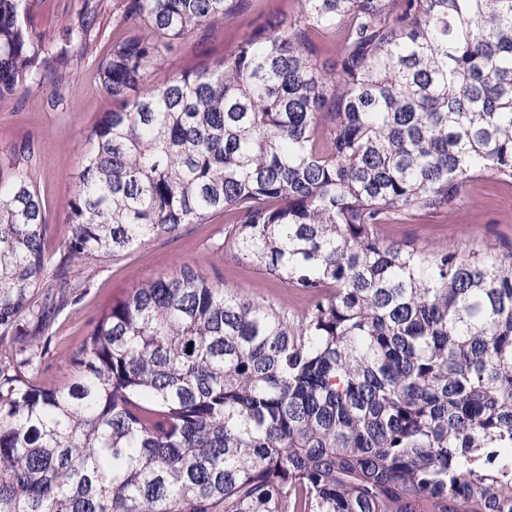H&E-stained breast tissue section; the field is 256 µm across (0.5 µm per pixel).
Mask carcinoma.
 <instances>
[{
	"label": "carcinoma",
	"instance_id": "obj_1",
	"mask_svg": "<svg viewBox=\"0 0 512 512\" xmlns=\"http://www.w3.org/2000/svg\"><path fill=\"white\" fill-rule=\"evenodd\" d=\"M0 0V95L69 51ZM237 0H122L48 280L31 152L0 157V344L70 300V264L224 215V249L304 294L294 322L185 264L94 320L71 383L0 361V512H512V250L384 224L512 186V0H297L161 86ZM330 41L334 66L314 54ZM43 289L38 304L30 291ZM248 19L250 15H245L237 23L219 24L204 34L174 42L153 71L150 85L160 86L185 70L219 63L240 42Z\"/></svg>",
	"mask_w": 512,
	"mask_h": 512
}]
</instances>
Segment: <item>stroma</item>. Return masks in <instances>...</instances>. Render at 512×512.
Masks as SVG:
<instances>
[{
  "mask_svg": "<svg viewBox=\"0 0 512 512\" xmlns=\"http://www.w3.org/2000/svg\"><path fill=\"white\" fill-rule=\"evenodd\" d=\"M120 0H39L30 21L33 32L65 43L70 29L91 19L90 50L48 75L43 84L0 96V152L26 145L33 152L34 179L48 212L46 252L58 263L69 235L68 202L76 191L88 127L116 102L103 91L98 64L112 52L119 31L114 18ZM246 31L244 22L220 24L174 42L153 71L150 82L160 86L183 71L215 65L231 53ZM387 240H408L421 249L451 250L512 247V187L486 178L474 183L466 200L449 214H435L412 223L384 225ZM224 219L188 224L174 237H155L118 259L76 264L84 284L51 322L42 341L38 381L61 388L72 377L70 354L91 329L93 319L122 301L139 284L183 265L197 267L229 292L254 301L272 303L300 318L305 298L264 274L253 264L225 254Z\"/></svg>",
  "mask_w": 512,
  "mask_h": 512,
  "instance_id": "stroma-1",
  "label": "stroma"
}]
</instances>
